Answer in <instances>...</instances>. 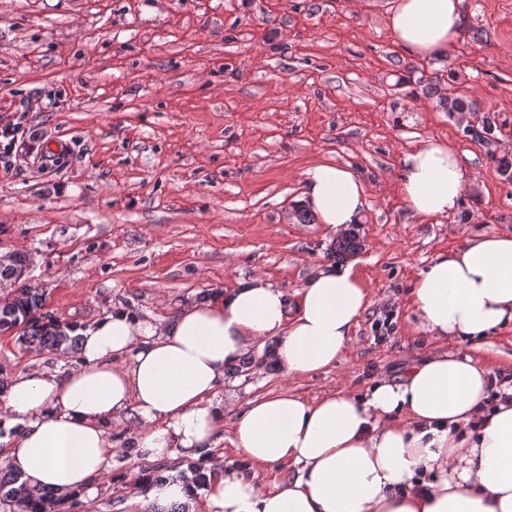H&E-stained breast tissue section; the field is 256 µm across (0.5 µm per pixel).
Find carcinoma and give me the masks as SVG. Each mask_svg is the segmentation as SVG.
Wrapping results in <instances>:
<instances>
[{
    "instance_id": "1",
    "label": "carcinoma",
    "mask_w": 512,
    "mask_h": 512,
    "mask_svg": "<svg viewBox=\"0 0 512 512\" xmlns=\"http://www.w3.org/2000/svg\"><path fill=\"white\" fill-rule=\"evenodd\" d=\"M361 249L360 233L352 227L333 245L331 257L340 261ZM44 307L42 289L19 283L8 299L0 300V332L18 331V341L28 348L58 350L76 342L78 337L70 335L75 326L62 322ZM0 500L16 506L20 512H61L69 497L53 491L34 494L18 473L8 469L0 470Z\"/></svg>"
}]
</instances>
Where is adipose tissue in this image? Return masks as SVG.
<instances>
[{"label":"adipose tissue","instance_id":"adipose-tissue-1","mask_svg":"<svg viewBox=\"0 0 512 512\" xmlns=\"http://www.w3.org/2000/svg\"><path fill=\"white\" fill-rule=\"evenodd\" d=\"M387 24L411 56L439 58L461 29L460 0H394ZM464 179L456 149L429 141L404 154L399 191L426 219L457 208ZM303 198L340 233L363 212L365 185L352 169L319 161ZM412 302L421 326L452 342L477 343L512 324V232L439 252ZM370 303L352 267L325 265L292 301L260 274L182 305L166 324L113 309L81 330L77 368L0 370V427L15 431L0 457L35 491L94 496L115 456L112 424H129L144 461L210 447L224 424L216 389L229 366L274 338L288 376L326 370ZM232 443L253 465L288 463L297 474L264 491L214 462L207 512H512V387L492 388L490 370L468 354L411 362L361 397L252 399Z\"/></svg>","mask_w":512,"mask_h":512}]
</instances>
